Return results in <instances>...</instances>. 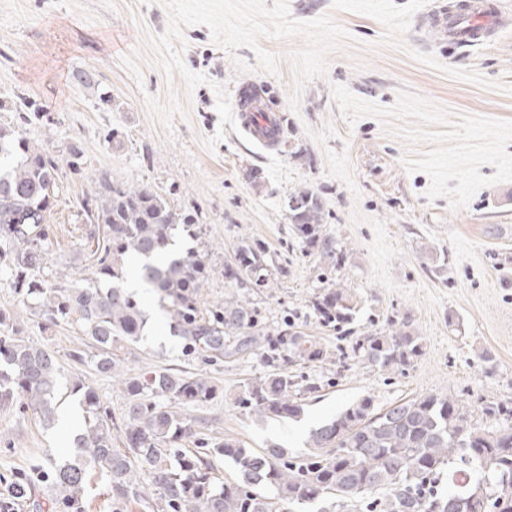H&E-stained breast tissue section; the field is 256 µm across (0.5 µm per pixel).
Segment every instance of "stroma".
Here are the masks:
<instances>
[{
  "mask_svg": "<svg viewBox=\"0 0 512 512\" xmlns=\"http://www.w3.org/2000/svg\"><path fill=\"white\" fill-rule=\"evenodd\" d=\"M441 2L289 0L297 19L325 14L351 36L328 54L325 75L306 85L296 112L289 106V64L276 76L237 71L235 59L255 63L251 49L231 53L206 26L186 28L183 61L209 82L192 93L189 115L172 116L170 140L144 100L183 87L167 79L144 46L145 32L163 33L169 23L156 0H0V121L13 124L18 111L38 110L22 125L23 135L56 153L78 145L88 172L61 176L60 201L50 217L56 245L49 268L78 261L80 203L95 190L90 175L148 182L174 210L197 217L212 252L204 303L230 293L224 266L240 241H263L276 278L275 288L254 298L263 322L274 330L291 321L293 331L323 350L322 359L289 366L324 386L307 399L303 414L261 421L236 398L246 382L269 372L265 337L215 363L185 356L152 294L141 293L147 336L121 368L207 377L218 393L194 415L208 436L234 438L256 451L275 445L300 454L312 429L365 397L378 408L430 394L477 410L512 401V183L482 188L463 208L445 198L427 200L428 176L402 165L425 145L386 134L371 117L349 123L330 94L331 85L343 84L388 107L408 89L457 113L512 120V24L464 50L418 25ZM82 71L93 74V86L77 80ZM216 82L234 106L242 86L258 87L264 109L281 122L276 147L247 144L232 132L215 150L202 145L219 127ZM304 188L321 199L327 233L346 248L347 260L334 278L357 300L353 330L382 329L410 316L423 343L410 365L385 372L353 358L350 339L314 314L322 266L294 234L287 207L289 195ZM0 312L19 316L25 339L54 352L63 388L83 382L114 416L124 414L127 398L112 378L70 361L80 343L71 326L44 331L42 319L4 280ZM66 441L59 429H44L33 412L0 409V495L9 496L23 475L35 494L31 501L16 499V512H52L38 473L46 465L45 449L63 451Z\"/></svg>",
  "mask_w": 512,
  "mask_h": 512,
  "instance_id": "obj_1",
  "label": "stroma"
}]
</instances>
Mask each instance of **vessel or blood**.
<instances>
[{
	"label": "vessel or blood",
	"instance_id": "obj_1",
	"mask_svg": "<svg viewBox=\"0 0 512 512\" xmlns=\"http://www.w3.org/2000/svg\"><path fill=\"white\" fill-rule=\"evenodd\" d=\"M503 0H457L453 10H439L429 15L430 25L441 33L451 34L457 44L479 45L486 34L498 23ZM247 108L239 110L237 120L241 128L266 147L279 141V124L258 101L256 91H249Z\"/></svg>",
	"mask_w": 512,
	"mask_h": 512
}]
</instances>
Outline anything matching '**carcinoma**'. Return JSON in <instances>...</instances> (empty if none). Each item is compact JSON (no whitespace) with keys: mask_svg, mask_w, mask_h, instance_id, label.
<instances>
[{"mask_svg":"<svg viewBox=\"0 0 512 512\" xmlns=\"http://www.w3.org/2000/svg\"><path fill=\"white\" fill-rule=\"evenodd\" d=\"M64 166L85 172L77 146L59 156L30 144L19 125L0 124V276L46 329L76 325L95 353L74 349L70 357L118 379L128 398L118 419L94 388L72 385L83 417L72 455L60 464L45 451L56 512H84L93 475L107 481L112 512H125L133 502L147 503L151 512H290L317 502L319 512L350 505L356 512H512V406L505 402L481 409L496 421L490 426L450 397L426 395L380 410L366 397L311 430L308 452L295 456L285 448L258 452L235 439L201 437L200 421L189 410L215 397L212 381L170 369L119 371L146 326L141 302L126 289L127 258L140 259L139 277L153 289L185 353L211 362L224 356L226 339L263 335L257 308L237 290L258 295L273 287L269 251L260 242H241L224 266V280L236 292L207 306L201 288L211 273L209 250L176 246L179 234L198 239L193 215L175 211L149 184L101 174L94 194L81 202L79 255L88 265L36 279L32 273L54 249L49 218ZM288 212L297 237L316 251L324 270L339 269L346 254L324 230L320 199L301 189L290 196ZM313 308L324 323L344 328L353 323L357 302L334 282ZM421 353V337L406 318L352 346L353 357L384 370ZM321 356L303 336L277 334L268 342L271 372L246 384L236 403L263 420L299 417L302 395L320 385L296 380L288 362ZM60 376L54 353L26 341L17 318L0 312V408L27 407L52 425ZM220 460L236 465L235 480L216 474Z\"/></svg>","mask_w":512,"mask_h":512,"instance_id":"carcinoma-1","label":"carcinoma"}]
</instances>
